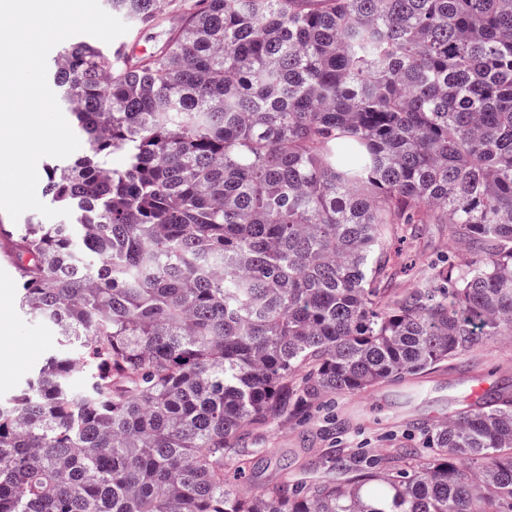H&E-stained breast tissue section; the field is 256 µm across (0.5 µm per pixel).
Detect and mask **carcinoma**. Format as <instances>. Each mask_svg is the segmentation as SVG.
<instances>
[{
    "mask_svg": "<svg viewBox=\"0 0 512 512\" xmlns=\"http://www.w3.org/2000/svg\"><path fill=\"white\" fill-rule=\"evenodd\" d=\"M110 4L156 23L164 2ZM172 8L131 65L81 39L50 70L87 150L44 170L68 223L0 222L21 308L57 332L0 397V512H512L497 390L420 427L402 454L425 468L224 483L295 379L299 402L353 393L512 336V0ZM420 224L469 256L396 293L386 234Z\"/></svg>",
    "mask_w": 512,
    "mask_h": 512,
    "instance_id": "1",
    "label": "carcinoma"
}]
</instances>
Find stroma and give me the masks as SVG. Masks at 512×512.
<instances>
[{
	"label": "stroma",
	"mask_w": 512,
	"mask_h": 512,
	"mask_svg": "<svg viewBox=\"0 0 512 512\" xmlns=\"http://www.w3.org/2000/svg\"><path fill=\"white\" fill-rule=\"evenodd\" d=\"M385 246L393 255L392 286L425 282L442 257H465L468 243L448 225L427 224L420 233L395 228ZM55 344L53 327L18 305L14 271L0 268V350L10 349L18 365L0 379V395L15 393L39 368ZM512 392V336L484 338L465 355L421 375L354 393L322 392L278 415L250 424L236 452L224 464L227 483L256 492L282 481L299 486L346 483L347 462L377 460L392 469L401 448L412 443L421 423H441L469 405L467 391L478 380Z\"/></svg>",
	"instance_id": "1"
}]
</instances>
